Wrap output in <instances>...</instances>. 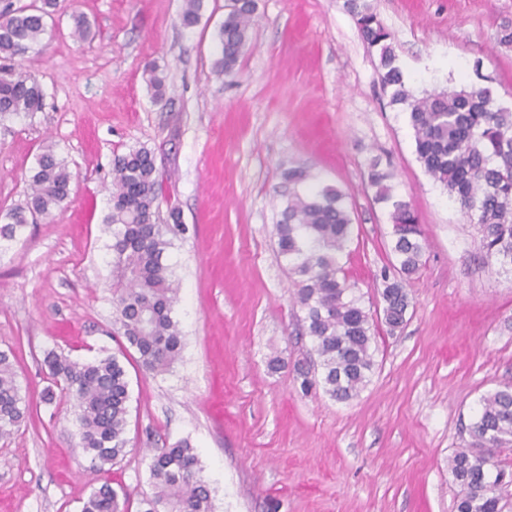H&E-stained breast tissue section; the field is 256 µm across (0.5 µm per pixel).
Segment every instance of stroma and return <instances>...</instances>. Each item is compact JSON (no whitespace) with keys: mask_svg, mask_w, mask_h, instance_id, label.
<instances>
[{"mask_svg":"<svg viewBox=\"0 0 512 512\" xmlns=\"http://www.w3.org/2000/svg\"><path fill=\"white\" fill-rule=\"evenodd\" d=\"M367 2L415 91L486 87L512 107V46L497 40L512 0ZM230 3L202 0L186 28L183 0H62L29 53L44 106L0 119V212L25 204L48 147L72 192L0 253V350L13 352L33 402L32 418L0 439V512H80L106 479L140 512L152 449L183 439L214 512H456L448 458L481 396L512 383V274L484 264L477 225L424 172L345 0H256L227 77L213 63ZM76 13L87 39L71 35ZM153 61L167 75L160 102L143 78ZM139 146L156 157L160 213L178 209L188 228L169 254L185 347L165 375L127 358L129 452L103 474L78 446L72 405L41 402V362L50 350L76 360L119 350L104 219L112 158ZM376 157L418 215L426 263L407 285L405 327L391 335L374 318L376 367L360 395L305 396L295 366L311 342L273 234L281 172L302 166L345 193V274L376 310L391 232L365 185Z\"/></svg>","mask_w":512,"mask_h":512,"instance_id":"stroma-1","label":"stroma"}]
</instances>
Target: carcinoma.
I'll return each instance as SVG.
<instances>
[{
	"mask_svg": "<svg viewBox=\"0 0 512 512\" xmlns=\"http://www.w3.org/2000/svg\"><path fill=\"white\" fill-rule=\"evenodd\" d=\"M59 0L39 6L0 10V118L28 115L43 107L44 92L30 69L18 59L42 35L46 19ZM362 39L378 50L380 80L390 104L406 115L417 160L448 192L460 211L479 227L480 249L487 262L512 272V110L494 107L489 91L442 90L416 95L397 64L391 35L372 8L346 0ZM201 0H184L180 15L185 27L196 25ZM256 10L255 0H233L219 31L217 72L231 75L248 43ZM156 101L164 100L166 77L156 64L144 69ZM288 183L280 219L275 224L279 254L295 277V300L304 313L302 328L312 343L313 356L296 369L300 391L322 390L336 402H348L366 388L374 372L375 333L361 296L348 284L342 258L353 236L344 194L332 186L308 192L298 187L310 179L302 167L282 172ZM391 173L376 160L367 170V185L375 200L390 206L394 224L408 229L390 239V265L376 276L380 281L383 322L391 335L407 323L410 306L405 283L424 265L426 240L409 204L397 200L388 184ZM71 173L52 149L38 158L29 180L25 205L0 215V248L20 240L27 227L52 214L69 197ZM160 183L153 152L134 147L112 162V206L105 218L112 242L111 277L114 333L120 354L88 362L73 361L50 351L44 373L49 385L46 403L56 397L74 399L79 445L91 462L104 470L127 453L129 380L122 356L133 351L145 373L172 370L181 358L182 334L173 318L178 288L164 255L181 228L170 213V224L159 220ZM33 404L22 397L9 355L0 351V438L17 431L32 415ZM469 440L448 458L458 486L457 512H505V479L512 473L494 463L512 445V384L489 391L479 400L475 419L465 428ZM199 458L186 441L154 453L149 464L151 496L141 512H213L210 491L202 478ZM124 489L105 481L82 499L81 512H128Z\"/></svg>",
	"mask_w": 512,
	"mask_h": 512,
	"instance_id": "carcinoma-1",
	"label": "carcinoma"
}]
</instances>
